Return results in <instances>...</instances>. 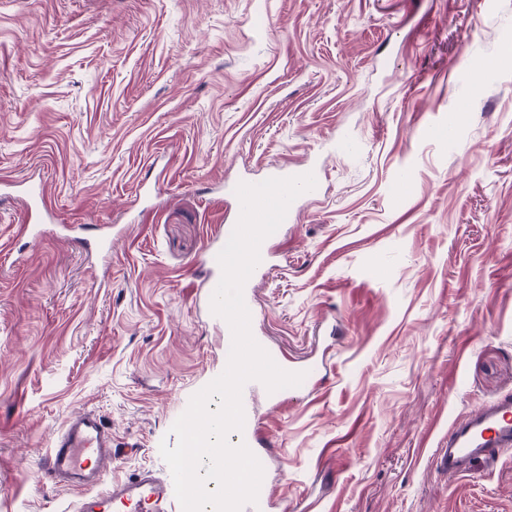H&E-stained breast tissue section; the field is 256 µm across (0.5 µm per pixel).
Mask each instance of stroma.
I'll use <instances>...</instances> for the list:
<instances>
[{
	"mask_svg": "<svg viewBox=\"0 0 512 512\" xmlns=\"http://www.w3.org/2000/svg\"><path fill=\"white\" fill-rule=\"evenodd\" d=\"M508 39L512 0H0V512H74L47 452L85 410L110 481L166 471L229 354L225 186L313 160L255 282L256 332L309 372L252 393L265 512H512V449L437 464L512 396V66L472 76ZM308 172H312L316 178V187L308 192L301 194L297 197L290 205L287 215L281 224H288L300 207V203L304 200L312 199L321 194L322 183H323V171L322 167L318 165H299L286 170H279L273 177H291L302 175ZM240 182L255 183V182H253L251 180L242 179V180H239L237 182H234V183L228 185L226 187V189H225V194L230 196L233 199V201H234V204H235V217H234V220L232 221V223L224 225V236H222V241H221L220 246L209 254V259H210L212 267H213V271H212V274H211V277H210V284H209L210 300H211V296H212V294H213V292H214V290H215L216 286L218 285L219 280L221 278V268H220V266L218 264L217 256H218L219 252L222 250V248L225 246L227 241L229 240V238H230V236L232 234V231H233V229H234V227H235V225H236V223L238 221L239 215H240V203H239V200L236 197L235 192H234L236 186ZM31 199H36L38 202L35 204H31L28 202L25 215V223L22 225L23 232L25 234L34 235V231L38 224H34V217L36 216V213L41 212L42 210L45 212H48V205L45 200V193L44 189L42 187H36L31 192Z\"/></svg>",
	"mask_w": 512,
	"mask_h": 512,
	"instance_id": "1",
	"label": "stroma"
}]
</instances>
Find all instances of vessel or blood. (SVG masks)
I'll list each match as a JSON object with an SVG mask.
<instances>
[{
    "mask_svg": "<svg viewBox=\"0 0 512 512\" xmlns=\"http://www.w3.org/2000/svg\"><path fill=\"white\" fill-rule=\"evenodd\" d=\"M512 447V397L486 405L453 425L438 460L451 473H461L476 461L494 460ZM112 438L94 413L70 418L55 437L48 454L53 483L87 490L78 512H109L119 503L130 512H171L175 500L171 473L140 475L127 482H109Z\"/></svg>",
    "mask_w": 512,
    "mask_h": 512,
    "instance_id": "b4317fda",
    "label": "vessel or blood"
}]
</instances>
